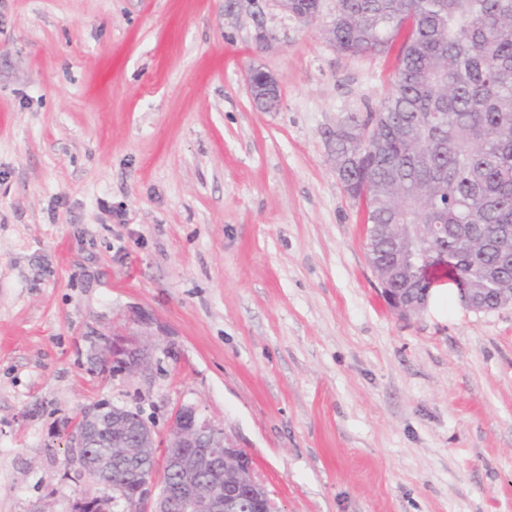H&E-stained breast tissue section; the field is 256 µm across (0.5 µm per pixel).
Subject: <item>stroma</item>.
<instances>
[{
    "instance_id": "1",
    "label": "stroma",
    "mask_w": 512,
    "mask_h": 512,
    "mask_svg": "<svg viewBox=\"0 0 512 512\" xmlns=\"http://www.w3.org/2000/svg\"><path fill=\"white\" fill-rule=\"evenodd\" d=\"M394 65L275 0H0V512L100 495L68 441L99 402L196 406L279 512H512V306L392 311L326 138ZM151 336L147 332L133 335L112 336L104 350V360L112 359V367L124 370L128 374H136L148 367L150 360L149 341L141 337Z\"/></svg>"
}]
</instances>
